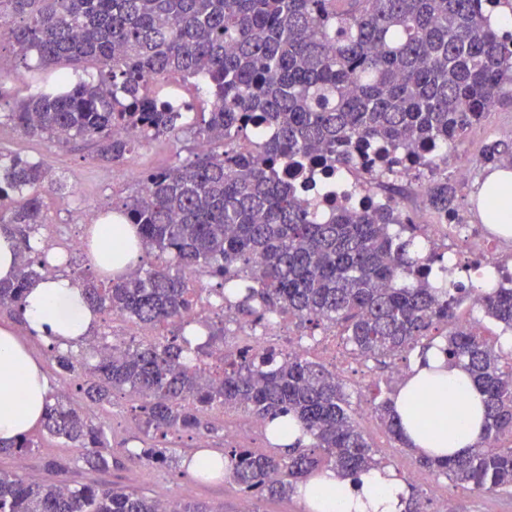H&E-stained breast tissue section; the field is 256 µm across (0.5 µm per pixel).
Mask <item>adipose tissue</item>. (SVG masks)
I'll return each instance as SVG.
<instances>
[{
	"label": "adipose tissue",
	"mask_w": 512,
	"mask_h": 512,
	"mask_svg": "<svg viewBox=\"0 0 512 512\" xmlns=\"http://www.w3.org/2000/svg\"><path fill=\"white\" fill-rule=\"evenodd\" d=\"M85 250L92 270L112 277L125 274L142 260L136 225L104 220L85 230ZM24 319L29 333L66 348L87 336L98 320L79 284L58 275L30 286ZM426 366H414L395 399L408 444L435 459L465 454L482 431V395L468 374L449 366L441 345L426 353ZM430 392L440 414H452L450 428L430 437L415 422L419 398ZM50 385L41 364L8 327H0V440H16L39 425ZM313 512H402L406 491L388 467L363 473L359 482L324 471L299 488Z\"/></svg>",
	"instance_id": "1"
}]
</instances>
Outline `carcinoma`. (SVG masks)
I'll return each instance as SVG.
<instances>
[{
    "label": "carcinoma",
    "instance_id": "obj_1",
    "mask_svg": "<svg viewBox=\"0 0 512 512\" xmlns=\"http://www.w3.org/2000/svg\"><path fill=\"white\" fill-rule=\"evenodd\" d=\"M512 13V0H0V43L22 57L37 56L49 70L100 65L97 82H52L0 113L15 129L61 143H95L96 157L120 164L142 140L192 129L214 148L188 149L189 159L148 172L147 187L119 212L139 226L145 254L154 257L112 279L76 278L99 314L119 313L138 324L170 325L151 342L104 343L88 356L51 347L66 383L100 405L116 392L138 395L142 448L132 458L147 465L169 460L166 438L213 431L206 414L240 409L258 420L270 450L224 448V479L249 498H282L297 484L331 469L342 477L378 469L386 460L359 429L343 385L324 364L266 345H224V318L206 326L196 345L187 320L206 293L239 326L255 327L284 314L299 325L339 327L357 355L383 365L424 357L445 332L448 363L468 372L484 396L483 430L463 457L419 456V467L479 493L512 491V362L474 333L455 325L454 309L467 293L438 284L442 256L416 247L414 223L392 188L385 201L348 205L338 184L324 217L312 197L288 181L324 166L350 168L362 156L375 176L393 173L407 154L413 170L429 174L433 210L464 223L456 188L440 173L466 131L504 98L512 99V33L490 23ZM195 79L207 98L186 104L185 121L152 89L157 79ZM131 127L135 138L113 127ZM507 159L493 142L478 162ZM52 181L40 162L0 154V228L19 245L16 277L0 283V308L23 319L32 282L49 276L61 255L32 242L47 223L42 191ZM258 276L248 282L255 258ZM200 275L218 288H195ZM484 317L512 331V288L479 289ZM224 354L214 372L207 360ZM375 413L406 448L394 398ZM287 416L307 440L283 446L274 419ZM42 431L85 450L92 470L110 465L105 424L89 420L64 395L52 394ZM35 447L28 435L0 441V454L22 456ZM0 512H159V502L116 485L71 487L62 479L34 481L0 472Z\"/></svg>",
    "mask_w": 512,
    "mask_h": 512
}]
</instances>
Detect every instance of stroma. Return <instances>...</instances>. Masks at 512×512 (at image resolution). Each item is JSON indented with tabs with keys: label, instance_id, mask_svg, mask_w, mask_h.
<instances>
[{
	"label": "stroma",
	"instance_id": "stroma-1",
	"mask_svg": "<svg viewBox=\"0 0 512 512\" xmlns=\"http://www.w3.org/2000/svg\"><path fill=\"white\" fill-rule=\"evenodd\" d=\"M194 135L184 132L178 137H162L143 142L121 165H112L96 159L91 141L77 138L68 145L36 137H29L16 131L9 124L0 125V153L18 155L42 163L54 177L63 178L66 188L61 192L48 191L44 202L49 217L41 231L44 238L58 242L82 235L88 211L103 213L121 200L136 194L137 173L167 166L178 155L184 154L186 146L192 145ZM494 140L512 144V101L504 99L497 103L482 121L466 132L457 148L449 149L444 167L449 181L455 185L459 196L464 199L465 217L468 223L481 221L479 188L486 180L489 166L479 164L485 146ZM0 326L13 327L44 367L54 391H66L71 402L97 420L105 421L111 449L119 458V465L105 471L90 472L78 462V449L62 443L61 440L42 432H34L37 448L29 454L16 458L0 455V471H22L33 478H49L46 464L51 460L67 463L68 470L63 478L71 485L109 482L147 495L169 493L181 502H200L209 506L212 512H309L298 496L282 500L248 499L229 481H205L185 474L183 462L197 449L198 438L190 433L169 435L168 443L174 452L173 461L165 466H148L129 459V451L140 446L139 431L133 418L132 408L137 397L128 393L116 394L110 405L100 407L85 399L76 385H64L57 377L55 363L49 345L41 338L29 335L24 324L7 312L0 310ZM364 374L347 372L341 378L353 409L356 421L379 456L389 460L398 469L402 478L419 475L415 488L422 499L425 512H438V499L444 494L453 498V512H507L512 506V493L479 495L449 480L446 476L418 468L414 454L393 441L390 434L374 416L372 408L378 390L387 389L390 384L392 365H382L372 360L364 361ZM218 426V433L207 438L210 451L220 454L224 451V433L228 430L239 432V441L251 448L267 450L268 445L254 428L251 417L230 409H216L211 415Z\"/></svg>",
	"mask_w": 512,
	"mask_h": 512
}]
</instances>
